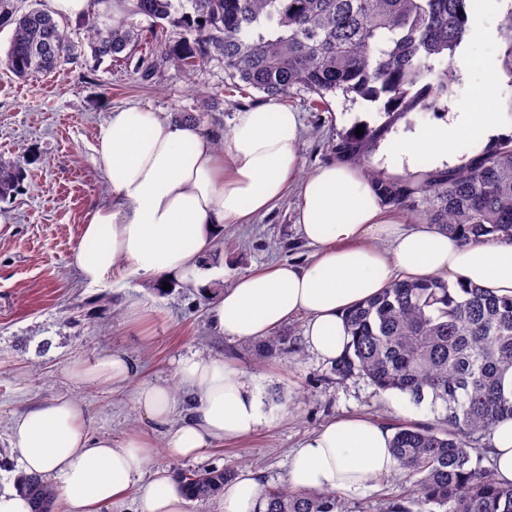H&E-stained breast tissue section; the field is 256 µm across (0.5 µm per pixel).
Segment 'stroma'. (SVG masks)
<instances>
[{"mask_svg": "<svg viewBox=\"0 0 512 512\" xmlns=\"http://www.w3.org/2000/svg\"><path fill=\"white\" fill-rule=\"evenodd\" d=\"M476 25L493 28V37L469 38L472 67L458 76L448 108L462 106L486 78L497 73L499 93L493 103L505 127L512 110L504 93L508 78L504 54L512 43L505 12L478 14ZM75 60L49 73L18 78L0 67V160L20 163L23 188L0 201V483H13L21 466L9 443L13 418L30 407L60 396L87 413L91 435L115 440L142 433L153 442L156 466L170 473L230 467L259 473L267 486L284 483L288 455L331 419L362 415L391 426L430 422L428 404L382 392L353 376L331 382L330 366L308 350L257 358L243 342L219 336L209 320L210 302L191 288L199 277L214 289L230 287L256 268L278 262H309L313 249L296 227L298 191L287 194L248 224H228L198 267L168 292L153 280L117 264L103 283L82 282L70 253L82 231L85 213L105 202L110 187L94 150L111 112L131 106L172 118L177 112L199 115L204 131L222 136L239 109L263 105L258 91L229 94L222 59L212 57L184 74L165 54L154 52L149 76H142L137 56L112 61L90 49L85 23H66ZM306 92L295 89L284 105L299 113L301 175L331 162L330 145L355 122L376 123V113L333 96L325 112L309 111ZM140 303V321L128 316ZM137 361L143 381L175 383L182 356L199 353L223 357L253 375L260 388L266 427L240 442L210 449L197 459L168 456L165 433L138 409L133 385L98 386L70 379L66 370L77 359L92 361L107 353ZM410 485L406 471H395L373 486L346 494L353 512H386L391 496Z\"/></svg>", "mask_w": 512, "mask_h": 512, "instance_id": "35a3bbf8", "label": "stroma"}]
</instances>
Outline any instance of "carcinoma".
Here are the masks:
<instances>
[{
	"mask_svg": "<svg viewBox=\"0 0 512 512\" xmlns=\"http://www.w3.org/2000/svg\"><path fill=\"white\" fill-rule=\"evenodd\" d=\"M132 12L153 34L170 25L177 39L167 56L191 72L211 56L224 60L229 90L252 88L282 99L293 88L310 95L309 107L328 109L338 92L384 117L376 127L358 122L336 135L340 162L364 164L384 134L416 112L444 110L456 80L451 60L470 31V0H131ZM13 29L6 57L19 78L56 69L74 56L64 28L37 9L18 13L0 0V28ZM91 48L119 61L142 45L143 30L123 23L88 22ZM382 203L406 212L415 224H433L465 243L512 237V136L452 170L419 179H385L367 168ZM16 163L0 162V198L23 181ZM346 353L331 365L342 380L357 372L378 390L404 394L440 412L434 423H399L392 448L410 488L395 496L390 512H512V484L473 459L490 429L512 418V400L500 381L512 369V297L475 285L429 278L398 280L346 315ZM300 351L286 336L254 345L259 357ZM233 469H207L197 479L179 473L191 500L221 497ZM17 489L31 512H56L55 488L37 474L20 473ZM260 512H351L331 492L268 487Z\"/></svg>",
	"mask_w": 512,
	"mask_h": 512,
	"instance_id": "obj_1",
	"label": "carcinoma"
}]
</instances>
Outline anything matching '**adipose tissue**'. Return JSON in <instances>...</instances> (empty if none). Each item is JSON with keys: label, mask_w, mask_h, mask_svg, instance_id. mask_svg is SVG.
Listing matches in <instances>:
<instances>
[{"label": "adipose tissue", "mask_w": 512, "mask_h": 512, "mask_svg": "<svg viewBox=\"0 0 512 512\" xmlns=\"http://www.w3.org/2000/svg\"><path fill=\"white\" fill-rule=\"evenodd\" d=\"M497 88L495 78H487L475 99L445 120L391 137L384 151L389 169L412 174L424 154L454 167L459 140L475 136L491 145L506 137L498 113L482 109ZM300 128L298 113L272 100L235 112L219 141L198 126L134 107L111 112L95 148L111 196L88 209L71 252L82 280L100 284L121 261L157 284L181 281L224 225L265 214L294 184L297 226L315 249L312 259L240 275L213 304L211 320L221 336L263 338L303 314L308 349L331 363L346 349V313L396 280L437 277L512 296V238L466 245L430 224L404 226L361 169L348 163L301 175ZM68 371L101 385L135 382L136 405L166 427V448L175 458L244 439L267 423L254 378L224 360L182 357L174 387L137 382L136 362L121 353L74 362ZM392 438L389 428L366 418L332 420L290 453L286 482L302 490L366 488L397 468ZM10 445L26 473L55 479L67 512H105L133 489L140 512H184L177 481L152 466L150 440L138 433L119 442L91 436L85 412L72 400L18 414ZM489 452L498 481L512 483V419L492 428ZM262 493L259 476L244 473L225 488L222 512H259Z\"/></svg>", "instance_id": "obj_1"}]
</instances>
